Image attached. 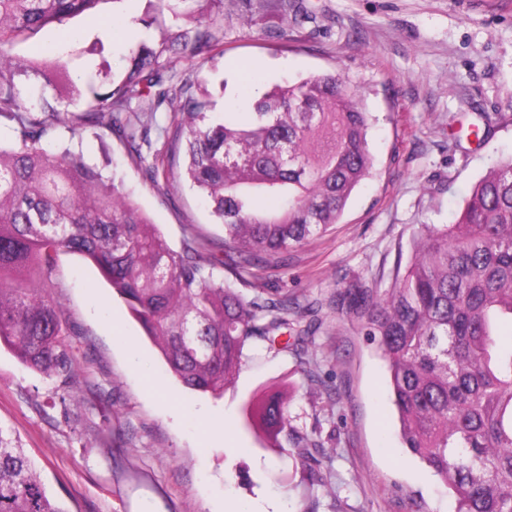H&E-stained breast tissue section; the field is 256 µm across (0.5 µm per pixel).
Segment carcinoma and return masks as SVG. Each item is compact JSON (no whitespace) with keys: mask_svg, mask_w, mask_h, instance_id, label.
Returning <instances> with one entry per match:
<instances>
[{"mask_svg":"<svg viewBox=\"0 0 512 512\" xmlns=\"http://www.w3.org/2000/svg\"><path fill=\"white\" fill-rule=\"evenodd\" d=\"M106 0H0V346L21 363L70 388V328L54 287L57 257L90 259L145 333L158 344L184 387L216 397L239 372L244 349L274 344L288 329V302L247 299L214 274L208 244L191 237L173 250L117 185L104 183L83 152H49L60 127L116 135L153 182L165 168L151 146L155 113H169L186 174L224 225L235 273L276 266L341 219L373 167L372 120L344 74L333 71L277 84L251 102L249 122L209 115L197 94L212 54H224V0H177L175 17L195 22L141 40L124 74L106 86L78 85L67 55L20 59L18 41L50 24L88 14ZM251 15L274 8L281 24L298 16L294 0H238ZM189 58L178 71L175 59ZM36 79L24 95L20 78ZM84 101L63 116L54 102ZM280 201L258 212L253 197ZM336 308L353 315L388 364L404 451L418 457L452 491L457 512H512V159L476 183L452 224H425L412 256L389 288L336 291ZM272 447L287 442L305 458L318 444L288 427L282 392L250 410ZM0 512H69L51 495L21 445L0 431Z\"/></svg>","mask_w":512,"mask_h":512,"instance_id":"cac0c4a2","label":"carcinoma"}]
</instances>
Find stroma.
Returning <instances> with one entry per match:
<instances>
[{"label": "stroma", "instance_id": "stroma-1", "mask_svg": "<svg viewBox=\"0 0 512 512\" xmlns=\"http://www.w3.org/2000/svg\"><path fill=\"white\" fill-rule=\"evenodd\" d=\"M308 22L281 29L224 8V53L203 86L214 111L237 101L236 73L258 63L264 84L336 69L372 115L373 168L339 223L266 269L246 298L287 302L312 328L310 352L247 347L236 382L214 397L185 389L123 299L84 256L57 259L58 299L72 331L73 385L28 370L0 347V429L16 436L70 512H455L456 500L417 457L399 452L387 364L359 321L337 310V289L390 287L425 224L451 223L469 189L512 157V0H297ZM159 15L164 0H117L91 17L17 43L26 58L73 53L75 73L108 84L127 45L113 24ZM490 122L485 137L472 124ZM84 152L151 218L173 249L210 242L233 280L224 227L174 166L163 187L109 133L58 129L45 147ZM288 396V424L319 441V485L291 447H270L248 404Z\"/></svg>", "mask_w": 512, "mask_h": 512}]
</instances>
